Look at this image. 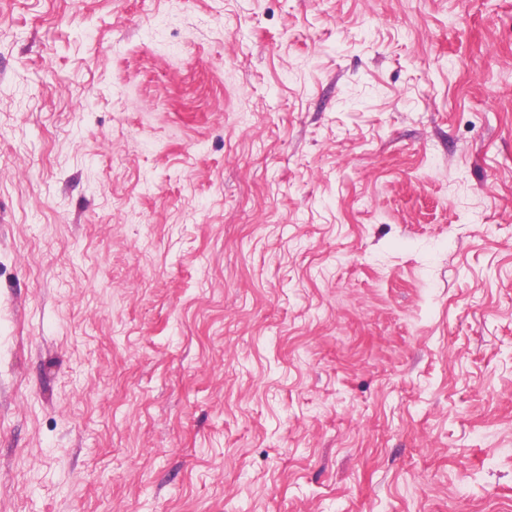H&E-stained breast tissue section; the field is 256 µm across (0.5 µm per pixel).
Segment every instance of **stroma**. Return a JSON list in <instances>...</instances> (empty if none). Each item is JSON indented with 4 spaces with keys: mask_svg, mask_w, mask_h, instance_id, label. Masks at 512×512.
<instances>
[{
    "mask_svg": "<svg viewBox=\"0 0 512 512\" xmlns=\"http://www.w3.org/2000/svg\"><path fill=\"white\" fill-rule=\"evenodd\" d=\"M0 512H512V0H0Z\"/></svg>",
    "mask_w": 512,
    "mask_h": 512,
    "instance_id": "1",
    "label": "stroma"
}]
</instances>
